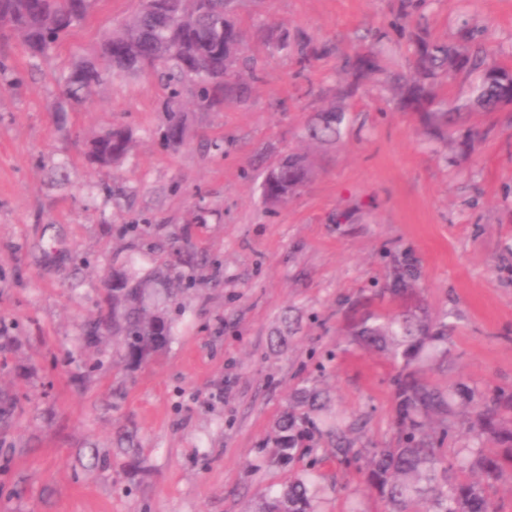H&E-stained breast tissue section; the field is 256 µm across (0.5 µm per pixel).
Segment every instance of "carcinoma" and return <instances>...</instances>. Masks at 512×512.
Returning <instances> with one entry per match:
<instances>
[{"mask_svg": "<svg viewBox=\"0 0 512 512\" xmlns=\"http://www.w3.org/2000/svg\"><path fill=\"white\" fill-rule=\"evenodd\" d=\"M237 0H184L180 19L139 7L107 33L97 53L78 64L65 77V93L78 101L115 73L141 72L148 66L164 67L172 83L167 113V136L182 138L183 130L171 101L185 85L196 89L195 106L212 110L224 98L245 99L249 84L240 69L246 52L243 31L235 19ZM97 0H0V38L11 36L25 51L36 56L54 47L86 19ZM414 44L412 69L406 75L387 71L376 52L362 49L343 67V94L363 79L377 78L391 90L401 108L416 111L425 119L426 130L445 140L452 128L469 120L468 106L448 97L447 86L456 76L476 75L474 105L484 112L505 106L502 86L512 84L508 65L488 54H473L465 43L457 45L432 39L428 31L411 35ZM346 113L329 110L309 129L318 142L340 141ZM130 137L123 128H112L95 138L90 159L110 167L129 150ZM309 174L304 153H291L280 165L276 181L261 183L264 199L280 202L296 193ZM411 264L395 272L401 287L393 297L406 292L412 279ZM112 287V315H101L85 327V338L95 341L110 330L120 336L124 361L137 367L160 352L171 337L164 318L151 313L154 292L140 281L123 276ZM448 314L429 321L421 307L372 314L356 326L354 336L378 348L394 365L389 382L398 401L394 448L355 447L349 437L353 425L328 420L322 393L315 388L297 389L294 403L277 419L269 446L268 462L287 466L296 457L321 462L315 444L323 438L334 442V456L341 463L368 459L366 482L386 503L388 512H500L495 502L496 485L505 470L512 471V394L484 396L475 402L467 419L473 446L454 448L445 454L444 444L456 426L447 389L428 383L422 370L430 359L426 349L448 343ZM251 512H318L307 476H297L274 493L263 495Z\"/></svg>", "mask_w": 512, "mask_h": 512, "instance_id": "cac0c4a2", "label": "carcinoma"}]
</instances>
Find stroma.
<instances>
[{
    "mask_svg": "<svg viewBox=\"0 0 512 512\" xmlns=\"http://www.w3.org/2000/svg\"><path fill=\"white\" fill-rule=\"evenodd\" d=\"M134 6L98 0L39 57L0 40V393L15 401L0 512H249L307 467L267 465L258 447L311 381L362 447L394 445L393 367L349 333L389 309L377 294L404 260L411 303L448 315L430 380L459 390L462 415L469 393L512 394V106L475 113L441 150L418 115L364 84L343 102L341 141H310L344 60L400 0H243L249 96L200 110L185 88L172 144L155 74L112 77L79 105L63 95L64 75ZM270 23L309 37L318 58L277 49ZM422 27L512 62V0H413L381 42L399 67ZM115 125L132 147L98 168L87 144ZM296 150L310 159L305 185L265 203L267 170ZM163 262L180 283L161 310L172 337L124 368L117 342L86 341L84 324L110 307L115 277ZM318 455L319 512H383L359 464L325 444Z\"/></svg>",
    "mask_w": 512,
    "mask_h": 512,
    "instance_id": "1",
    "label": "stroma"
}]
</instances>
